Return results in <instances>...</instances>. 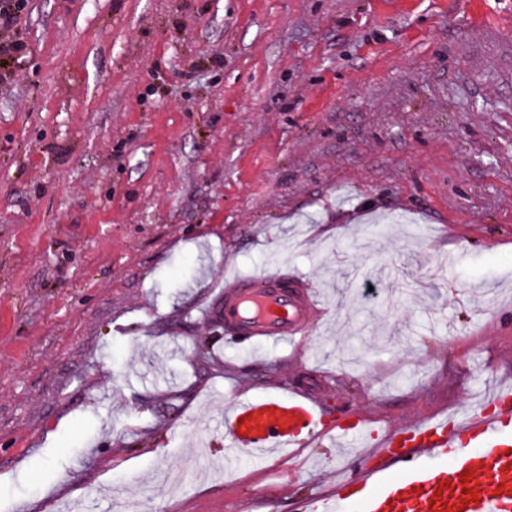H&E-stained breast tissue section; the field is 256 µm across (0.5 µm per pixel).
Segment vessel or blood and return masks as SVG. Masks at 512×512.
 <instances>
[{
    "label": "vessel or blood",
    "instance_id": "b4317fda",
    "mask_svg": "<svg viewBox=\"0 0 512 512\" xmlns=\"http://www.w3.org/2000/svg\"><path fill=\"white\" fill-rule=\"evenodd\" d=\"M314 301L294 274L268 270L225 279L206 315L251 348L293 343L311 320ZM495 414L471 413L465 420L434 419L395 428L377 447L351 433L356 456L377 459L362 474L342 473L333 489L307 499L301 512H349L359 498L361 512H433L435 497L464 512H512V398L493 394ZM317 417L316 406L295 395H266L235 401L224 413L227 464L245 449L293 446ZM480 480L478 502H464L463 472ZM452 481L454 491L444 490Z\"/></svg>",
    "mask_w": 512,
    "mask_h": 512
}]
</instances>
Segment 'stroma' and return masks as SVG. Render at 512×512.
<instances>
[{
    "label": "stroma",
    "instance_id": "1",
    "mask_svg": "<svg viewBox=\"0 0 512 512\" xmlns=\"http://www.w3.org/2000/svg\"><path fill=\"white\" fill-rule=\"evenodd\" d=\"M0 80V512H300L331 430L512 391V0H28ZM320 297L243 358L230 272ZM323 419L225 476L224 410ZM208 478L155 473L187 456Z\"/></svg>",
    "mask_w": 512,
    "mask_h": 512
}]
</instances>
